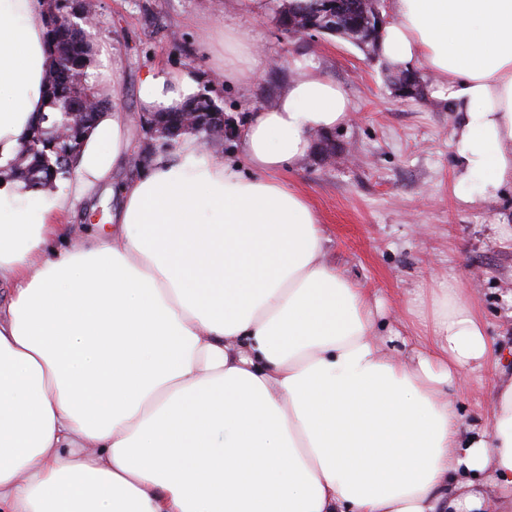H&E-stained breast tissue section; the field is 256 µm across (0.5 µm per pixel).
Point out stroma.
I'll use <instances>...</instances> for the list:
<instances>
[{
	"label": "stroma",
	"mask_w": 512,
	"mask_h": 512,
	"mask_svg": "<svg viewBox=\"0 0 512 512\" xmlns=\"http://www.w3.org/2000/svg\"><path fill=\"white\" fill-rule=\"evenodd\" d=\"M283 0H266L256 18L238 15L232 0H99L92 40L113 50L114 78L124 90L122 111L139 110L136 87L161 65L186 70L221 100L228 132L212 152L236 157L238 132L251 112L271 106L297 65L313 64L340 84L353 107L330 131L336 159L317 151L282 180L310 199L329 238L327 258L347 279L373 289L383 302L380 322L390 329L414 321V293L431 300L447 284L464 289L479 308L498 349L501 367H512V189L475 204L454 193L455 163L449 141L454 117L434 97V76L422 71L419 96L396 93V65L379 51L334 35L291 36L276 22ZM234 25L267 58L247 87L212 79V57L198 48L205 34ZM493 372L467 375L455 395L466 428L486 427Z\"/></svg>",
	"instance_id": "35a3bbf8"
}]
</instances>
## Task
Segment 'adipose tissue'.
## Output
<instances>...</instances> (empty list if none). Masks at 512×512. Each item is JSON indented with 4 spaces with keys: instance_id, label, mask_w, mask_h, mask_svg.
I'll list each match as a JSON object with an SVG mask.
<instances>
[{
    "instance_id": "1",
    "label": "adipose tissue",
    "mask_w": 512,
    "mask_h": 512,
    "mask_svg": "<svg viewBox=\"0 0 512 512\" xmlns=\"http://www.w3.org/2000/svg\"><path fill=\"white\" fill-rule=\"evenodd\" d=\"M390 9L380 53L434 74L463 200L498 197L512 187V0ZM223 46L217 78L266 64L235 29ZM51 65L36 0H0L1 167L49 109ZM198 92L163 67L138 85L145 112ZM351 110L298 68L246 120L239 160L182 136L75 244L76 204L131 157L128 113L99 114L67 194L0 185V512H512V377L484 430L465 431L452 399L496 361L479 310L442 288L389 348L378 298L328 262L314 208L279 178Z\"/></svg>"
}]
</instances>
